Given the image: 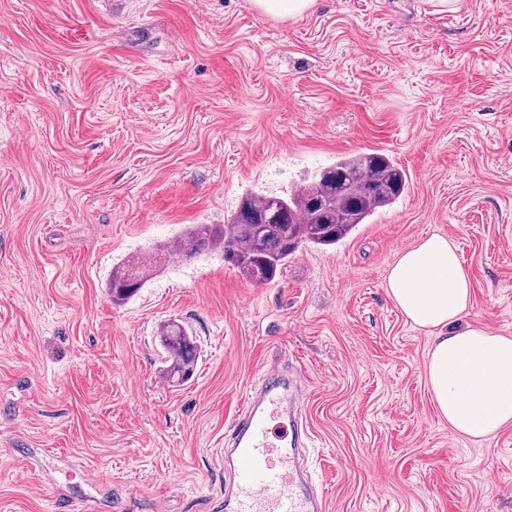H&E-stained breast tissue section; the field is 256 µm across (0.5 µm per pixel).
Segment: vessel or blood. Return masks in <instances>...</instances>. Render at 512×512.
Segmentation results:
<instances>
[{"label":"vessel or blood","mask_w":512,"mask_h":512,"mask_svg":"<svg viewBox=\"0 0 512 512\" xmlns=\"http://www.w3.org/2000/svg\"><path fill=\"white\" fill-rule=\"evenodd\" d=\"M305 401L301 372L277 366L244 399L219 455L225 512H326L322 493L294 465L308 438Z\"/></svg>","instance_id":"b4317fda"}]
</instances>
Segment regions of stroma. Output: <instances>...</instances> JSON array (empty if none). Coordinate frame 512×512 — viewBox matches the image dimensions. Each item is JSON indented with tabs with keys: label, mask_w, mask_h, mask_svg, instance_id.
Returning a JSON list of instances; mask_svg holds the SVG:
<instances>
[{
	"label": "stroma",
	"mask_w": 512,
	"mask_h": 512,
	"mask_svg": "<svg viewBox=\"0 0 512 512\" xmlns=\"http://www.w3.org/2000/svg\"><path fill=\"white\" fill-rule=\"evenodd\" d=\"M369 150L405 192L277 282L209 251L113 304L119 262ZM434 233L467 322L512 336V0H0V512H222L224 433L273 364L306 379L327 512H512V425L451 431L385 292ZM169 319L200 349L178 388ZM314 0H255L256 6L273 17H294L305 13Z\"/></svg>",
	"instance_id": "35a3bbf8"
}]
</instances>
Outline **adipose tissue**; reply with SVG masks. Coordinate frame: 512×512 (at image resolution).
Instances as JSON below:
<instances>
[{"instance_id": "ef3b65f1", "label": "adipose tissue", "mask_w": 512, "mask_h": 512, "mask_svg": "<svg viewBox=\"0 0 512 512\" xmlns=\"http://www.w3.org/2000/svg\"><path fill=\"white\" fill-rule=\"evenodd\" d=\"M386 293L432 344L426 377L450 429L487 437L512 424V336L465 323L472 281L457 246L441 234L421 239L390 267Z\"/></svg>"}]
</instances>
